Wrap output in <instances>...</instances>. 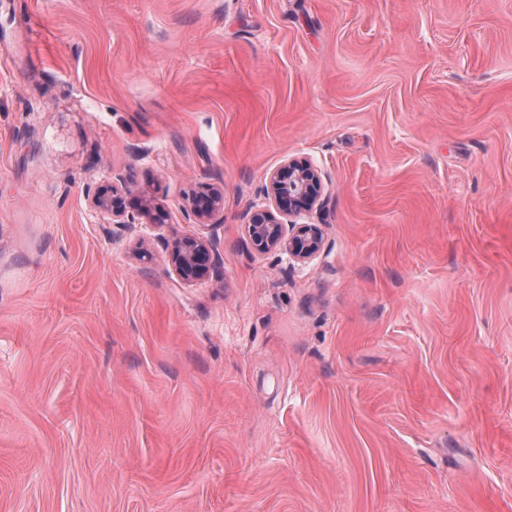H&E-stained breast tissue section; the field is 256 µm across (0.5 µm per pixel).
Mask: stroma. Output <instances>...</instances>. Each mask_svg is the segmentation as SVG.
<instances>
[{"label": "stroma", "mask_w": 512, "mask_h": 512, "mask_svg": "<svg viewBox=\"0 0 512 512\" xmlns=\"http://www.w3.org/2000/svg\"><path fill=\"white\" fill-rule=\"evenodd\" d=\"M0 512H512V0H0ZM321 191L318 172L309 163L290 158L270 173L267 187L271 206L288 216L300 209H312L319 202ZM117 194V187L112 184L109 188L99 189L92 197L91 204L100 213L110 216L112 224H133L134 217L125 214ZM190 212L199 216H214L224 208V198L220 191L193 198L188 202ZM247 234L262 251H283L297 262H306L324 247V234L317 224H282L270 208L254 212ZM215 257L212 241L203 237H185L176 242L172 250L174 271L186 282L207 272Z\"/></svg>", "instance_id": "stroma-1"}]
</instances>
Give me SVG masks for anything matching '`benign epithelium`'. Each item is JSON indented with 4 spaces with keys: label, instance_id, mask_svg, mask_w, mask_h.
I'll list each match as a JSON object with an SVG mask.
<instances>
[{
    "label": "benign epithelium",
    "instance_id": "1",
    "mask_svg": "<svg viewBox=\"0 0 512 512\" xmlns=\"http://www.w3.org/2000/svg\"><path fill=\"white\" fill-rule=\"evenodd\" d=\"M322 183L318 172L307 162L289 159L274 169L269 176L267 195L271 207L254 212L247 234L262 251H283L297 262H306L324 247V234L317 224H283L275 213L294 215L301 209L310 210L321 197ZM91 204L97 211L112 218L114 224H132L134 217L125 214L112 185L94 194ZM190 212L199 216H214L224 208L221 192L196 197L188 202ZM174 271L186 282L197 279L214 263L215 253L211 240L185 237L176 242L172 250Z\"/></svg>",
    "mask_w": 512,
    "mask_h": 512
}]
</instances>
